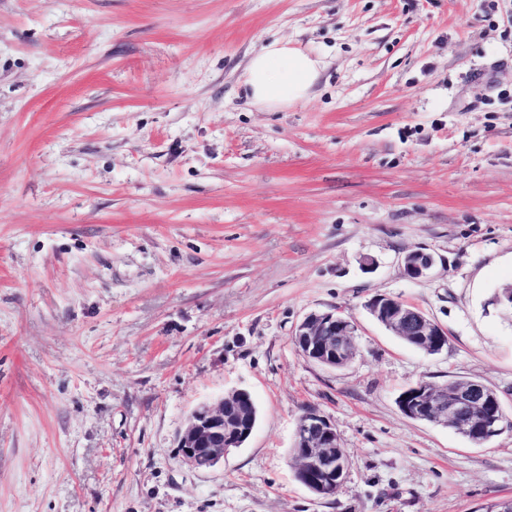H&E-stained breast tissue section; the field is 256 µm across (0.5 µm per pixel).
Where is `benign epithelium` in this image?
I'll return each mask as SVG.
<instances>
[{"label": "benign epithelium", "mask_w": 512, "mask_h": 512, "mask_svg": "<svg viewBox=\"0 0 512 512\" xmlns=\"http://www.w3.org/2000/svg\"><path fill=\"white\" fill-rule=\"evenodd\" d=\"M436 264L435 256L421 249L403 257L404 270L412 279L427 276ZM364 307L393 335L415 337L428 353L448 347V334L437 322L392 296L374 295ZM356 332L354 318L341 311L312 312L297 325L293 342L309 361L334 367L356 356ZM397 403L406 417L438 423L471 442L484 444L505 430L497 393L480 381L464 385L421 381L406 388ZM254 428L253 400L244 390L228 392L213 404L203 403L191 412L178 436L182 460L195 468L214 466L229 449L240 447ZM295 448L298 481L315 494L336 495L348 460L335 426L312 406L299 416Z\"/></svg>", "instance_id": "benign-epithelium-1"}]
</instances>
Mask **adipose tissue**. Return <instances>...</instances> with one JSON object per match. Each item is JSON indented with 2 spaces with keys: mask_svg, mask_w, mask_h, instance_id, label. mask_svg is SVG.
Wrapping results in <instances>:
<instances>
[{
  "mask_svg": "<svg viewBox=\"0 0 512 512\" xmlns=\"http://www.w3.org/2000/svg\"><path fill=\"white\" fill-rule=\"evenodd\" d=\"M319 73L320 62L314 55L274 41L249 60L243 83L253 105L275 111L307 99Z\"/></svg>",
  "mask_w": 512,
  "mask_h": 512,
  "instance_id": "obj_1",
  "label": "adipose tissue"
}]
</instances>
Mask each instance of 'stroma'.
I'll return each instance as SVG.
<instances>
[{
    "label": "stroma",
    "mask_w": 512,
    "mask_h": 512,
    "mask_svg": "<svg viewBox=\"0 0 512 512\" xmlns=\"http://www.w3.org/2000/svg\"><path fill=\"white\" fill-rule=\"evenodd\" d=\"M322 62L270 112L272 41ZM437 259L410 279L402 258ZM375 261L361 266L363 257ZM512 0H0V512H475L512 497V431L407 418L409 385L475 378L512 416ZM387 294L448 333L380 326ZM358 324L330 368L309 313ZM251 394L209 469L190 412ZM315 406L349 466L295 478ZM319 73L314 55L289 42L274 41L249 60L243 83L254 106L275 111L307 99ZM371 317L395 336H414L427 353L448 347L447 332L421 310L392 296L377 294L364 304ZM356 332L354 318L341 311L312 312L297 325L293 342L309 361L336 367L350 363L356 356ZM253 400L244 390L226 393L213 404L203 403L189 415L178 436L182 460L195 468L211 467L230 448H238L255 428Z\"/></svg>",
    "instance_id": "1"
}]
</instances>
